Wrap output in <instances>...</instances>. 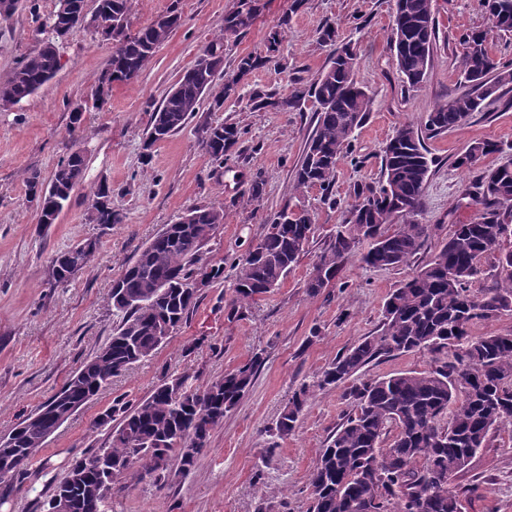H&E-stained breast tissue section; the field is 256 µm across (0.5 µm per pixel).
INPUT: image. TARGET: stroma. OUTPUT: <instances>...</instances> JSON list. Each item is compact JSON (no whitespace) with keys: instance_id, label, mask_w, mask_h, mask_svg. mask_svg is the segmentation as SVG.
<instances>
[{"instance_id":"1","label":"stroma","mask_w":512,"mask_h":512,"mask_svg":"<svg viewBox=\"0 0 512 512\" xmlns=\"http://www.w3.org/2000/svg\"><path fill=\"white\" fill-rule=\"evenodd\" d=\"M262 2L253 26L224 44L225 72H233L246 54L267 60L243 81L242 101L225 102L219 112H198L157 146L150 162L141 158V141L154 107L218 31L234 0H132V28L149 24L173 5L184 18L138 80L113 83L105 103L94 107L92 95L112 43L100 34L80 33L66 41L61 67L50 82L20 105L0 110V436L108 341L118 323L109 301L112 282L139 248L190 206L220 201L228 215L204 249L205 260L223 262V279L200 293L187 321L151 359L114 378L47 438L32 461L30 478L11 480L0 512H44L53 477L105 442L108 429L100 418L115 399L147 397L165 374L205 386L258 351L265 361L253 386L213 432L195 468L185 476L171 474L160 485L117 482L110 506L112 512H308V474L348 409L343 387L314 392L287 437L274 438L269 429L302 383L311 382L354 341L377 334L389 293L413 269H373L352 257L340 278L319 294H309L305 284L355 188L378 181L381 149L398 126L420 123L434 106L462 92V34L486 31L492 53L510 62L512 33L492 27L483 0H433L437 48L421 87L412 88L389 45L395 0ZM328 24L335 27L338 42L356 52L357 76L374 103L356 132L354 159H343L337 167L327 203L319 188L294 186V167L314 128L312 110L255 111L246 99L257 90L285 97L295 83L309 82L331 52L319 41ZM275 33L281 41L274 47L270 38ZM38 38L28 10L0 20V81L37 48ZM77 103L86 110L76 118L70 107ZM210 121L235 124L243 132L220 171L198 144L200 126ZM482 140L497 142L500 152L478 166L457 167V158ZM425 146L433 164L419 220L434 231L415 258L419 264L439 249L453 225L472 217V209L457 204L462 189L483 168L512 158V86ZM77 147L86 154L87 182L108 181L112 208L123 215V223L91 222L78 190L56 223L40 226L38 209L27 197V179L35 171L49 177L59 159ZM256 175L264 181V192L254 200L248 187ZM296 205L315 214L307 252L278 288L241 316H229L234 261L265 234L270 215ZM94 237L99 249L90 264L67 285L51 286L50 254ZM460 481L480 485L465 501V512H512V429L503 428Z\"/></svg>"}]
</instances>
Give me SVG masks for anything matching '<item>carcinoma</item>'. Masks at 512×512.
Here are the masks:
<instances>
[{"instance_id": "obj_1", "label": "carcinoma", "mask_w": 512, "mask_h": 512, "mask_svg": "<svg viewBox=\"0 0 512 512\" xmlns=\"http://www.w3.org/2000/svg\"><path fill=\"white\" fill-rule=\"evenodd\" d=\"M433 0H396L390 44L405 82L419 86L436 48ZM43 34L37 50L26 56L10 77L0 82V108L10 109L35 94L59 70V45L92 27L112 40L113 51L98 78L97 100L114 82L131 83L149 64L156 49L182 25L177 6L151 23L130 31L131 0H97L92 16L85 0L57 2L43 17L40 0H24ZM261 0H236L224 15V25L203 49L211 65L199 62L185 71L154 108L142 143L150 157L159 142L180 132L212 96L210 111L238 96L239 85L263 60L251 54L238 59L236 69L224 72V39L247 32L260 14ZM494 28L512 32V0H484ZM461 83L468 90L435 107L423 128L400 125L386 143L376 185L359 188L346 208L336 234L306 282L317 295L341 274L347 260L373 268L412 263L433 228L409 220L420 214L431 164L424 138L462 125L498 88L512 85V68L491 52L486 34L472 31L462 38ZM357 57L350 46L334 49L326 66L308 84L295 87L286 98L256 91L254 110H298L315 105L316 123L294 168L298 190L317 187L329 198L341 159L352 153L355 131L371 111L372 97L356 77ZM241 137L238 126L207 122L199 145L216 169ZM500 151L497 143L473 144L458 160L470 168ZM85 155L73 151L60 159L49 181L34 172L27 181L29 198L37 202L39 223H54L85 183ZM86 200L95 209L97 224H119L112 211V188L100 180L90 186ZM476 207L470 222L455 224L438 251L407 280L393 289L384 306L380 333L365 336L317 372L314 381L296 391L278 417L274 430L284 438L297 427L312 389L346 385L350 411L345 415L309 472L310 512H463V501L474 491L459 487L455 477L500 429L512 425V331L483 336L469 334L478 321L512 311V159L482 171L462 190L457 206ZM224 204L192 206L167 224L113 281L112 309L119 317L110 340L71 375L59 396L42 404L19 423L6 439L13 444L8 472L0 479L23 475L54 420L64 408L73 412L86 404L134 364L151 358L187 320L199 296L191 282L205 277L215 282L224 266L203 261L212 235L205 228L226 223ZM314 233V218L304 209L285 207L268 221L267 231L235 263V298L230 313L239 315L280 286L305 253ZM365 252H359L364 242ZM88 238L51 257L49 280L54 286L71 281L73 260L87 265L97 251ZM494 260V280L477 292L473 283L484 273L483 261ZM162 330L166 335L159 336ZM429 352V369L365 378L361 370L382 357ZM263 353L201 388L181 378H164L146 398L134 403L116 401L105 423L118 417L107 441L91 454L112 463L119 477L160 484L172 462L185 474L209 444L211 433L252 387ZM80 456L64 474L85 472L75 487L74 512H107L108 501L96 493L99 473L83 466Z\"/></svg>"}]
</instances>
